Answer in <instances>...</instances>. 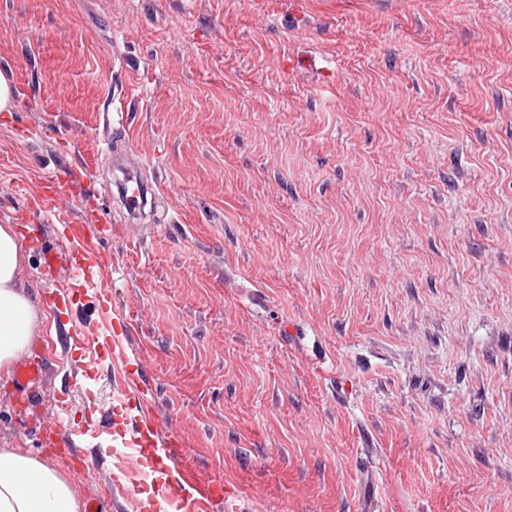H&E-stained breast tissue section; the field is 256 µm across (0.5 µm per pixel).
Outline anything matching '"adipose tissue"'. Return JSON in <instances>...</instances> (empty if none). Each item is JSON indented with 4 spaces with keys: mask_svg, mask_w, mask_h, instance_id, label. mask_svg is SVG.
<instances>
[{
    "mask_svg": "<svg viewBox=\"0 0 512 512\" xmlns=\"http://www.w3.org/2000/svg\"><path fill=\"white\" fill-rule=\"evenodd\" d=\"M21 244L0 225V375L25 352L45 315L22 285ZM72 484L53 466L17 449L0 448V512H81Z\"/></svg>",
    "mask_w": 512,
    "mask_h": 512,
    "instance_id": "adipose-tissue-1",
    "label": "adipose tissue"
}]
</instances>
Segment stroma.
<instances>
[{
	"mask_svg": "<svg viewBox=\"0 0 512 512\" xmlns=\"http://www.w3.org/2000/svg\"><path fill=\"white\" fill-rule=\"evenodd\" d=\"M0 74L26 93L0 224L43 227L23 357L49 361L30 403L0 377V448L160 512L172 462L118 485L107 452L155 416L223 483L212 512H512V0H0ZM113 112L157 191L137 217L111 154L83 164ZM70 224L103 228L125 371L61 340L98 321L51 297Z\"/></svg>",
	"mask_w": 512,
	"mask_h": 512,
	"instance_id": "35a3bbf8",
	"label": "stroma"
}]
</instances>
